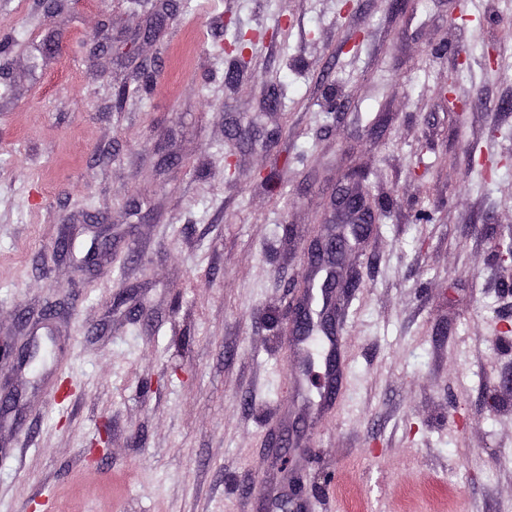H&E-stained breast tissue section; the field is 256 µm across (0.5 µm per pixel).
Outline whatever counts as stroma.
Wrapping results in <instances>:
<instances>
[{
	"label": "stroma",
	"instance_id": "35a3bbf8",
	"mask_svg": "<svg viewBox=\"0 0 512 512\" xmlns=\"http://www.w3.org/2000/svg\"><path fill=\"white\" fill-rule=\"evenodd\" d=\"M510 25L512 0H0V512H512ZM346 173L381 215L314 413L288 318Z\"/></svg>",
	"mask_w": 512,
	"mask_h": 512
}]
</instances>
